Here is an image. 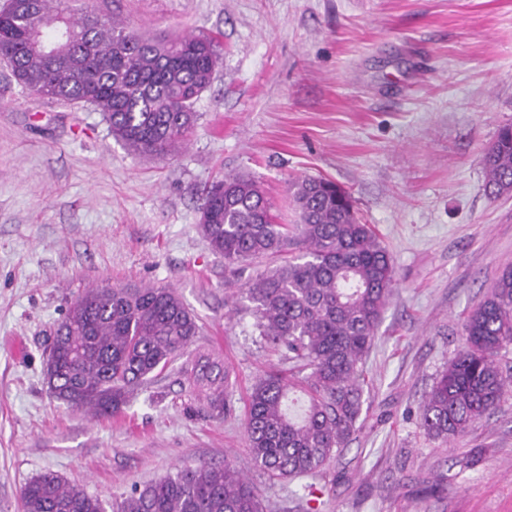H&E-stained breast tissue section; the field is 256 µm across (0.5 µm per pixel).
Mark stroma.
I'll list each match as a JSON object with an SVG mask.
<instances>
[{"instance_id":"35a3bbf8","label":"stroma","mask_w":512,"mask_h":512,"mask_svg":"<svg viewBox=\"0 0 512 512\" xmlns=\"http://www.w3.org/2000/svg\"><path fill=\"white\" fill-rule=\"evenodd\" d=\"M143 36L204 33L222 63L195 104L191 140L147 161L101 113L49 101L0 63V512L53 473L111 504L200 462H231L266 512H305L304 479L252 461V384L280 351L257 342L243 289L280 265L234 271L198 229L207 187L259 182L279 223L288 185L348 190L387 246L396 285L366 361L362 429L334 461L319 512H512V389L448 443L419 407L461 347V322L512 266V193L490 198L482 157L512 125V0H90ZM104 282L176 290L201 326L195 347L236 375L223 417L191 410L177 367L121 416L50 397L42 369L70 301ZM440 489L424 490L429 474Z\"/></svg>"}]
</instances>
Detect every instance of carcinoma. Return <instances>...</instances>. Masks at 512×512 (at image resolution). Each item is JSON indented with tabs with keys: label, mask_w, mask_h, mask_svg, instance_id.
<instances>
[{
	"label": "carcinoma",
	"mask_w": 512,
	"mask_h": 512,
	"mask_svg": "<svg viewBox=\"0 0 512 512\" xmlns=\"http://www.w3.org/2000/svg\"><path fill=\"white\" fill-rule=\"evenodd\" d=\"M0 60L27 90L87 104L109 134L146 159L187 144L194 105L220 64L204 35L141 36L117 17L78 11L71 0H9L0 10ZM486 189L512 193V126L483 154ZM299 223L278 224L270 199L243 175L207 191L199 230L234 267L298 255L245 288L260 340L281 350L251 387L245 435L255 464L278 479L321 478L364 423L365 364L395 282L387 248L361 222L351 195L316 177L289 186ZM200 327L171 288L101 283L69 305L44 371L50 394L93 416L116 415L135 391L181 361L194 409L224 415L233 373L216 352L191 350ZM465 345L425 395L419 424L444 442L494 410L512 376L499 357L512 347V267L503 268L462 323ZM22 512H107L96 497L46 473L21 495ZM112 512H264L254 487L229 463L199 464L112 502Z\"/></svg>",
	"instance_id": "cac0c4a2"
}]
</instances>
